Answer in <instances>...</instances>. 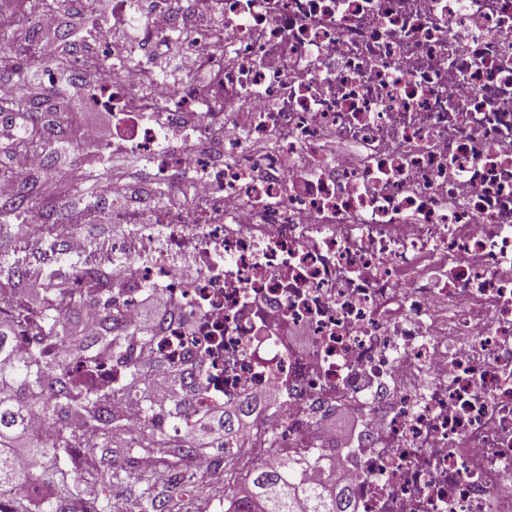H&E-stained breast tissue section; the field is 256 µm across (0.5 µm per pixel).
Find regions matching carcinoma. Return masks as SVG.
<instances>
[{"label":"carcinoma","mask_w":512,"mask_h":512,"mask_svg":"<svg viewBox=\"0 0 512 512\" xmlns=\"http://www.w3.org/2000/svg\"><path fill=\"white\" fill-rule=\"evenodd\" d=\"M24 25L11 33L0 34V79L23 80L28 66L38 61L39 33L30 27L32 19L47 10H60L68 0H21ZM59 50L52 63L67 66L74 43L58 37ZM66 88L58 86L34 95L22 92L0 105V121L18 125L11 139L0 146V154L44 153L50 164L58 163L68 143L66 129L59 116L67 109ZM106 176L103 168L91 169L92 182L82 188L79 203L67 217L54 201L38 203L43 223L37 225V237L48 250L59 246L87 218H98L92 199L93 181ZM32 205L26 191L0 206V239L11 228L24 226L22 213ZM34 272L14 266H0V512H117L112 487L121 483L120 469L105 456L85 459L76 453L85 439L110 448L114 433L126 426L124 399L136 398L143 404L146 424L130 445L123 447L127 465L135 466L141 454L160 458L158 469L136 476L134 498L138 512H198L208 500L209 480L184 468V461L206 456L213 448L224 449L221 472L233 474L248 465L245 454L224 447L222 439H231L243 429L253 412L250 400H242L232 409L208 414L220 442L206 443L196 435V422L184 413L185 402L171 394L158 403L143 390L142 366L127 354V325L112 314V289L102 287L107 277L96 270L80 275L85 281L75 287L69 274L58 271L43 274L42 291L33 293L27 282ZM109 305L101 315L96 336L70 325L72 307L86 300L87 291ZM65 344L71 357L88 361L99 351H108L139 384L133 391L116 387L98 391L83 385L59 357L58 346ZM41 417L53 429L54 437L43 439L31 428ZM25 456L42 463L35 493L18 467ZM247 483L233 492L224 512H350L345 494L332 482L306 486L297 477V465L285 458L277 467L267 469L255 464L247 471ZM99 486L98 496L90 503L81 498V486Z\"/></svg>","instance_id":"1"}]
</instances>
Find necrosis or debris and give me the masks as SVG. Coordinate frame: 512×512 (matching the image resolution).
<instances>
[{
  "label": "necrosis or debris",
  "instance_id": "1",
  "mask_svg": "<svg viewBox=\"0 0 512 512\" xmlns=\"http://www.w3.org/2000/svg\"><path fill=\"white\" fill-rule=\"evenodd\" d=\"M112 12L138 47L101 18L72 63L102 60L86 101L133 128L106 150L199 192L113 199L127 232L56 256L104 269L130 328L144 285L164 300L133 360L194 417L255 398L233 447L333 478L351 512H512V0ZM169 40L175 80L154 58Z\"/></svg>",
  "mask_w": 512,
  "mask_h": 512
}]
</instances>
